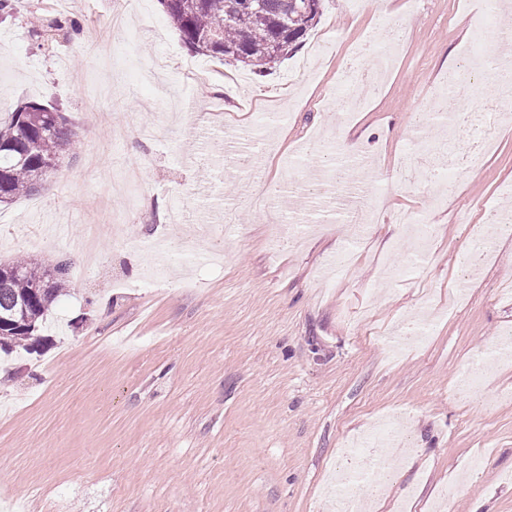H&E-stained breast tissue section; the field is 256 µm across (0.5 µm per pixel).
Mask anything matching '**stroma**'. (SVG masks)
Instances as JSON below:
<instances>
[{
    "label": "stroma",
    "instance_id": "obj_1",
    "mask_svg": "<svg viewBox=\"0 0 512 512\" xmlns=\"http://www.w3.org/2000/svg\"><path fill=\"white\" fill-rule=\"evenodd\" d=\"M115 0H17L0 16V113L27 101L58 105L80 147L39 192L0 206V262H70L72 286L49 310L38 352L0 355V512H334L326 486L350 471L344 450L396 416L413 450L368 512H512V362L490 363L476 389L459 376L512 330V235L470 274L467 224L512 217V123L476 170L447 183L420 178L367 183L385 220L360 239L328 217L299 239L268 209H339L328 163L346 139L358 159L387 169L416 149L414 115L468 62L483 0H388L408 31L361 108L344 116L337 86L380 35L375 18L350 28L358 0H326L302 45L269 75L190 52L158 0H137L124 32ZM56 10L82 20L81 35L50 44L32 20ZM239 79L234 96L223 86ZM288 122L243 130L263 113ZM151 127L146 138L141 128ZM322 136L326 148L300 155ZM249 157L275 188L241 204ZM69 236L44 246L52 212ZM426 214L423 240L398 223ZM207 216L209 235L175 259L179 240ZM96 230L98 267L80 271L77 237ZM351 250L347 276L329 259ZM426 339L393 354L389 332L424 304ZM481 469L470 470L473 457Z\"/></svg>",
    "mask_w": 512,
    "mask_h": 512
}]
</instances>
